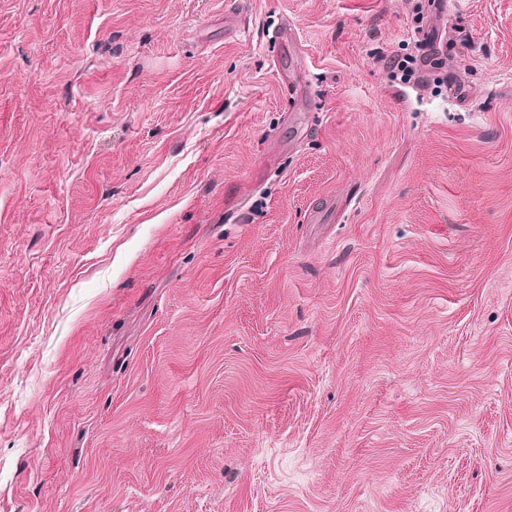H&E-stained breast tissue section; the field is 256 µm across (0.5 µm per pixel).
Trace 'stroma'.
I'll return each instance as SVG.
<instances>
[{
  "label": "stroma",
  "instance_id": "35a3bbf8",
  "mask_svg": "<svg viewBox=\"0 0 512 512\" xmlns=\"http://www.w3.org/2000/svg\"><path fill=\"white\" fill-rule=\"evenodd\" d=\"M447 2L0 0V512H512V0Z\"/></svg>",
  "mask_w": 512,
  "mask_h": 512
}]
</instances>
